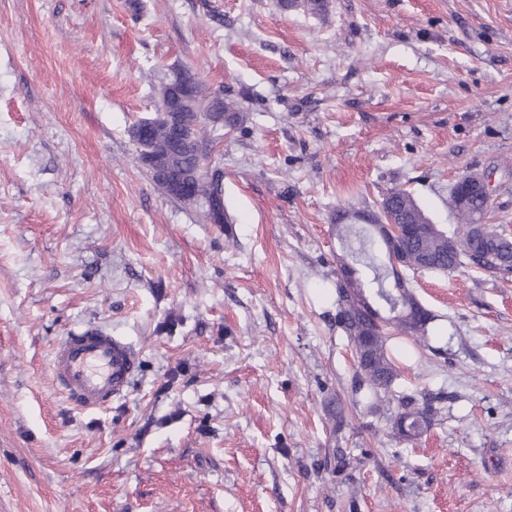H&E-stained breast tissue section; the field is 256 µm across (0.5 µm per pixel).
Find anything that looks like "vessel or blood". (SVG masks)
<instances>
[{
  "label": "vessel or blood",
  "mask_w": 512,
  "mask_h": 512,
  "mask_svg": "<svg viewBox=\"0 0 512 512\" xmlns=\"http://www.w3.org/2000/svg\"><path fill=\"white\" fill-rule=\"evenodd\" d=\"M136 369L134 349L96 326L64 336L50 360L57 388L84 409L106 407L124 394Z\"/></svg>",
  "instance_id": "vessel-or-blood-1"
}]
</instances>
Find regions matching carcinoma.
I'll return each mask as SVG.
<instances>
[{
	"label": "carcinoma",
	"mask_w": 512,
	"mask_h": 512,
	"mask_svg": "<svg viewBox=\"0 0 512 512\" xmlns=\"http://www.w3.org/2000/svg\"><path fill=\"white\" fill-rule=\"evenodd\" d=\"M168 149L181 168L192 171L205 169L207 153L193 146L173 141ZM391 205L398 216L414 225L412 237L401 242L400 248L406 253L407 267L401 271L390 266L386 251L376 245V239L360 224L343 225L345 232L352 235L358 247L350 249L349 257H340L339 263L356 267L357 287L364 289L369 298H375L387 306L385 313L386 330L372 332L368 313L363 309L359 296H350L336 285L338 318L351 345L371 335L364 356L356 360L354 390L373 411L380 410L384 403L397 401V411L391 416V432L397 438H411L427 431L436 414L435 402L439 397L424 394L419 398L404 395L394 390L398 378L388 353V332L403 334L420 348H432L431 324L436 316L428 313L409 321L404 312L419 311L423 305L410 288L400 290L389 287V281L406 278L407 272L439 271L452 272L467 264L502 278L512 273V239L498 224H476L481 218L484 202L479 201L466 211L456 213V228L449 233L435 224L427 222L423 209L414 197L404 189H395L381 201Z\"/></svg>",
	"instance_id": "carcinoma-1"
}]
</instances>
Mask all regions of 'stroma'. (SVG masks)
Here are the masks:
<instances>
[{
	"mask_svg": "<svg viewBox=\"0 0 512 512\" xmlns=\"http://www.w3.org/2000/svg\"><path fill=\"white\" fill-rule=\"evenodd\" d=\"M175 68L244 114L231 227L138 162ZM471 171L512 232V0H0V512H512V280L412 279L449 342H388L444 397L409 440L336 320L337 212L402 188L446 228ZM88 325L140 359L98 410L49 369Z\"/></svg>",
	"mask_w": 512,
	"mask_h": 512,
	"instance_id": "35a3bbf8",
	"label": "stroma"
}]
</instances>
